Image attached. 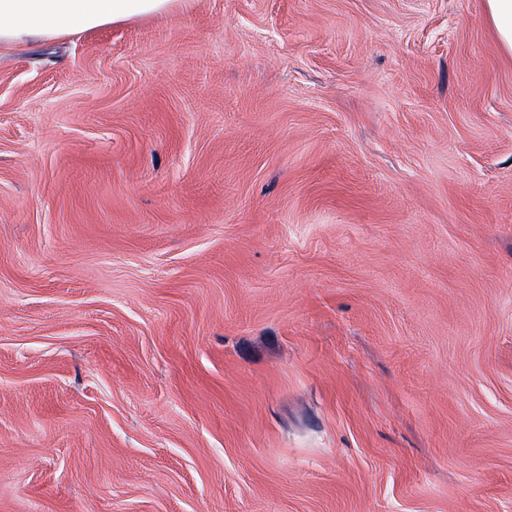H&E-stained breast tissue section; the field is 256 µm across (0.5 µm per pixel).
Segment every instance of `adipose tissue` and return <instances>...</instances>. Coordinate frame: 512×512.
<instances>
[{
	"label": "adipose tissue",
	"mask_w": 512,
	"mask_h": 512,
	"mask_svg": "<svg viewBox=\"0 0 512 512\" xmlns=\"http://www.w3.org/2000/svg\"><path fill=\"white\" fill-rule=\"evenodd\" d=\"M191 0H0V45L56 39L187 8Z\"/></svg>",
	"instance_id": "obj_1"
}]
</instances>
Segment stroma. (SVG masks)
Here are the masks:
<instances>
[{"label":"stroma","instance_id":"stroma-1","mask_svg":"<svg viewBox=\"0 0 512 512\" xmlns=\"http://www.w3.org/2000/svg\"><path fill=\"white\" fill-rule=\"evenodd\" d=\"M0 512H512L486 0L0 48Z\"/></svg>","mask_w":512,"mask_h":512}]
</instances>
